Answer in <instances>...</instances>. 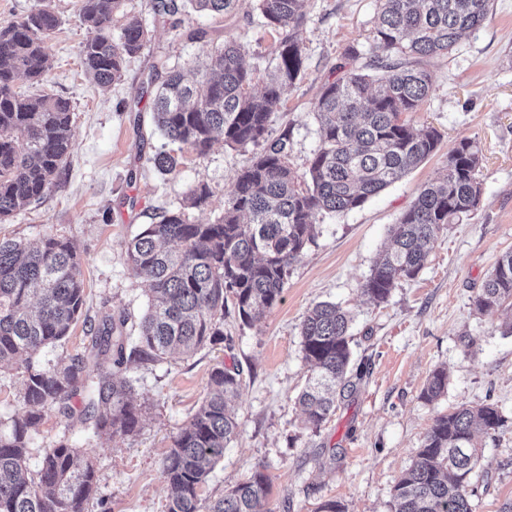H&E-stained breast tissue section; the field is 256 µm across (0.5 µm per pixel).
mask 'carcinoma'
I'll return each mask as SVG.
<instances>
[{"label": "carcinoma", "mask_w": 512, "mask_h": 512, "mask_svg": "<svg viewBox=\"0 0 512 512\" xmlns=\"http://www.w3.org/2000/svg\"><path fill=\"white\" fill-rule=\"evenodd\" d=\"M88 31L82 55L85 73L101 87L123 75L124 62L146 44L141 22L125 12L127 0H79ZM241 0H155L158 13L225 14ZM306 0H255L264 24L278 41L264 90L252 92L253 70L246 49L229 43L210 55L207 71L188 78L167 72L154 99L157 128L178 151L152 157L158 173L178 171L190 149L206 154L219 141L252 149L237 175L224 213L212 224L189 221L186 210L205 206L210 187L198 183L183 204L144 225L127 244L125 259L149 282L154 298L138 328L124 313L103 314L89 325L80 353L50 367L34 363L45 347L64 343L83 315L84 283L75 244L47 235L30 247L0 239V364L24 363L23 410L0 431V512H85L96 492L93 460L61 441L48 449L36 474H25L30 440L53 408L90 426L99 437L139 432L142 407L132 399L133 380L116 375L131 366L157 364L172 352L192 355L224 338V313L233 306L240 320L262 318L282 300L291 268L314 242L313 216L345 213L399 181L438 149L432 127L414 128L402 115L418 112L432 89L421 59L453 51L462 36L487 22L493 0H379L368 40L399 61L380 60L373 71L347 69L324 83L314 103L320 144L305 170L289 162L290 133L270 135L271 116L302 76L305 55L294 31L303 23ZM126 18L112 36L117 15ZM59 17L37 0L18 21L0 28V223L59 185L73 147V108L61 95L31 99L19 81H40L47 68L44 40ZM483 157L463 138L448 153L439 180L419 192L403 212L392 247L374 262L363 284L372 301H387L397 282L425 265L448 225L475 211L481 197ZM512 303V251L501 255L473 299L491 315ZM352 318L340 306L321 302L301 322L306 384L296 398L315 431L335 410L337 389L349 383ZM135 346H129L132 331ZM242 387L241 371L222 364L210 373L201 405L176 435L163 472L168 512H199V489L224 448L238 436L230 408ZM448 387L436 369L422 398L432 402ZM505 423L497 406H463L438 416L413 465L394 487L392 512H473L467 488L479 461L478 433ZM269 479L256 470L224 492L209 512H267Z\"/></svg>", "instance_id": "cac0c4a2"}]
</instances>
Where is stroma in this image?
I'll list each match as a JSON object with an SVG mask.
<instances>
[{"mask_svg":"<svg viewBox=\"0 0 512 512\" xmlns=\"http://www.w3.org/2000/svg\"><path fill=\"white\" fill-rule=\"evenodd\" d=\"M46 2L60 19L45 40L49 69L41 82H22L18 89L32 98L68 97L75 112L74 145L59 186L0 224V237L69 238L80 255L85 316L94 320L125 311L139 318L148 305L146 284L125 262L127 242L156 213L179 207L192 184H207L212 197L208 206L188 210L189 220L214 222L249 159L247 152L218 142L201 156L184 151L177 174L152 169L147 158L163 143L152 120L153 67L164 61L187 68L203 62L212 46L235 41L248 50L259 89L276 35L262 26L250 0L225 15L185 16V26L201 31L197 40L177 36L152 0H127L148 41L127 59L122 78L102 88L81 65L86 30L78 0ZM376 8L377 0L306 4L295 31L306 68L270 125L275 136L290 130L289 161L297 169H305L319 144L313 103L332 68L349 62L345 52L352 46L360 51L356 67L377 55L367 39ZM424 66L432 91L412 120L438 130L437 152L362 207L316 214L314 242L292 268L282 301L262 319L245 324L225 314L223 342L130 368L133 396L143 407L137 435L105 441L49 410L29 448V471L37 470L47 448L65 439L99 468L87 512H167L164 460L221 362L242 372L235 403L239 435L202 486L201 505L261 469L270 481L268 512H315L327 500L340 502L345 512H390L394 486L415 461L435 417L488 403L499 407L506 423L480 437L482 455L468 493L474 512H499L512 499V307L488 316L473 306L497 258L512 250V0H493L482 28ZM464 138L483 156L477 209L440 234L415 278L399 281L387 302L374 304L362 286L375 258L421 187L439 176L449 151ZM322 301L351 313L353 358L364 373L338 397L335 413L316 432L305 424L296 397L307 373L300 325ZM437 368L447 371L448 388L430 403L421 393ZM23 371L20 365L0 367L1 428L23 408Z\"/></svg>","mask_w":512,"mask_h":512,"instance_id":"stroma-1","label":"stroma"}]
</instances>
